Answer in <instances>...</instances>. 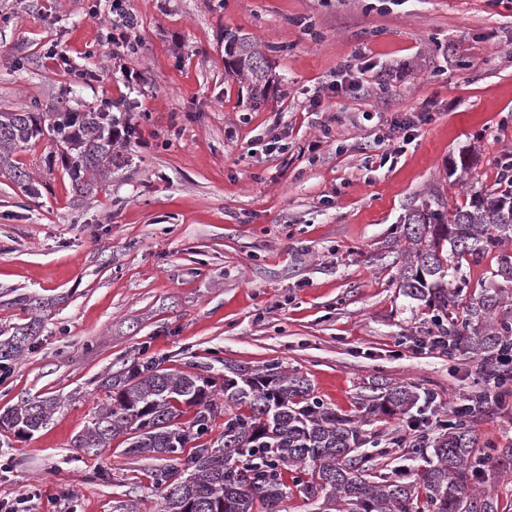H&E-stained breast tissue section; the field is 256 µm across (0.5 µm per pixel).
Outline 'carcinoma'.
Masks as SVG:
<instances>
[{
	"label": "carcinoma",
	"mask_w": 512,
	"mask_h": 512,
	"mask_svg": "<svg viewBox=\"0 0 512 512\" xmlns=\"http://www.w3.org/2000/svg\"><path fill=\"white\" fill-rule=\"evenodd\" d=\"M226 73L248 84L257 105L274 91L268 60L256 40L224 31ZM105 112H18L0 107V170L16 181L28 174L15 155L47 134L61 149L65 171L78 190L89 173L105 176L125 162ZM407 243L400 267L403 295L425 302L438 331L454 346L490 363L512 340V309L497 279L512 282V254L498 255L491 281L472 293L454 286L460 260L512 240V181L458 206L451 219L424 203L404 219ZM41 329L37 318L0 330V368L29 349ZM222 385L201 389L202 376L147 360L100 384L106 399L72 440L86 455L99 454L125 436V452L164 462L151 471L162 512H287L297 494L313 512H502L497 497L475 491L492 455L509 461L512 448L484 445L469 419L458 418L436 437L421 464L391 473L368 472L354 456L365 442L353 419L324 403L309 379L277 363L261 368L224 365ZM420 394L412 386L374 381L357 404L365 416L407 415ZM55 398L23 399L0 413V427L28 439L46 428ZM193 411V418L183 417ZM224 416V432L205 441ZM291 474L292 484L284 474Z\"/></svg>",
	"instance_id": "obj_1"
}]
</instances>
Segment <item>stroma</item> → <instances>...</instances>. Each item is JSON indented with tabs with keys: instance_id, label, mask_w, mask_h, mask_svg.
<instances>
[{
	"instance_id": "35a3bbf8",
	"label": "stroma",
	"mask_w": 512,
	"mask_h": 512,
	"mask_svg": "<svg viewBox=\"0 0 512 512\" xmlns=\"http://www.w3.org/2000/svg\"><path fill=\"white\" fill-rule=\"evenodd\" d=\"M121 2L139 18L134 52L107 44L108 0H0V105L119 99L132 126L128 165L90 193L46 136L17 153L35 191L0 171V329L42 324L0 380V411L60 400L32 438L0 434V512L19 498L33 512H159L154 461L117 439L97 456L71 446L100 379L148 359L204 375L280 363L358 417V456L401 465L420 446L406 417L360 416L357 396L376 377L411 384L444 420L476 390L479 356L417 345L436 328L399 291L400 226L422 202L450 213L503 179L512 0ZM228 29L258 40L280 79L259 107L224 71ZM471 426L512 443V412Z\"/></svg>"
}]
</instances>
